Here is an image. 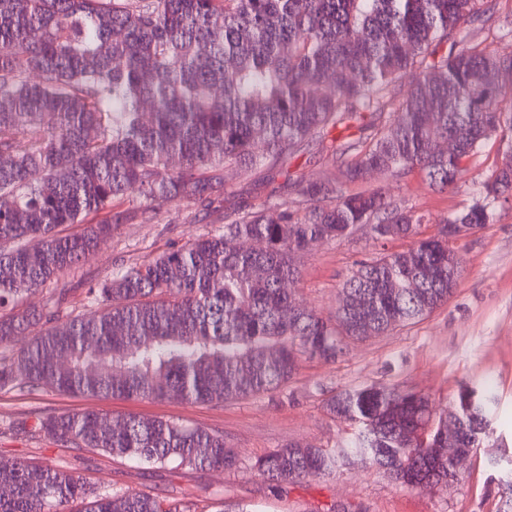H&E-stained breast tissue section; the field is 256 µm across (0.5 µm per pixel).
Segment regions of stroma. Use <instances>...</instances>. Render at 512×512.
I'll return each mask as SVG.
<instances>
[{"label": "stroma", "instance_id": "stroma-1", "mask_svg": "<svg viewBox=\"0 0 512 512\" xmlns=\"http://www.w3.org/2000/svg\"><path fill=\"white\" fill-rule=\"evenodd\" d=\"M472 25L498 55L512 57V0H479ZM505 146L489 140L473 156L457 190L436 192L419 172L398 177L374 174L368 187L381 189L396 203L425 217L422 235L436 232L449 214L478 199L484 182L500 165ZM335 167L331 138L312 141L288 165L258 167L229 178L211 204L168 201L155 207L151 224L118 225L80 266L29 294L24 304L42 308L55 290L67 289L63 314L87 311L88 288L115 277L130 265L222 232L227 215L244 203L272 199L301 209L297 178L315 181ZM464 269L448 303L414 324L348 341L336 362H303L288 387L246 400L197 404L177 398L130 400L77 397L38 390H0V461L25 460L76 470L100 491L132 489L172 503L192 502V512H222L244 502L252 512H322L341 502L356 512H497V487L489 480L491 457L512 455V203L497 207L492 223L452 244ZM372 242L360 230L342 241L312 246L297 261L293 284L297 299L322 316L336 309L337 293L356 261L370 256ZM390 384L429 396L438 408L450 405L460 384L486 385L499 397L494 435L503 448L489 446L471 456L453 488L407 490L383 471L353 459L328 478L308 479L271 491L255 475L257 458L290 441L333 452L352 427L327 414L326 399L343 389ZM94 410L110 418L128 414L174 419L223 434L238 456L230 470H151L136 462L89 448H69L37 425L48 414Z\"/></svg>", "mask_w": 512, "mask_h": 512}]
</instances>
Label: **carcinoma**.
<instances>
[{
	"label": "carcinoma",
	"mask_w": 512,
	"mask_h": 512,
	"mask_svg": "<svg viewBox=\"0 0 512 512\" xmlns=\"http://www.w3.org/2000/svg\"><path fill=\"white\" fill-rule=\"evenodd\" d=\"M476 0H0V308L18 304L78 265L112 225L155 218L118 201H202L226 171L286 163L338 128L335 170L299 181L288 203L244 204L224 232L136 263L88 290L96 309L61 315L60 301L0 319V343L31 321L46 325L13 361L0 389L126 399L228 402L284 387L304 359L334 362L345 340L415 323L445 305L463 269L448 238H419L423 215L378 189L349 186L379 172L419 170L438 191L458 188L465 161L493 137L505 161L484 195L443 221L481 227L512 199V58L473 41ZM454 33L450 50L438 47ZM419 73L396 103L391 86ZM454 143L438 151L440 143ZM106 214L98 224L91 215ZM82 224L64 235L61 227ZM373 225L378 251L342 283L323 317L288 288L312 243ZM369 316L354 309L361 297ZM367 386L327 399L353 426L340 449L401 487L448 488V411L428 397ZM459 447L492 434L498 401L487 387L453 395ZM58 441L151 468L233 469L224 436L170 419L95 411L49 415ZM336 459L292 442L258 459L271 489L333 473ZM498 512H512V462L498 464ZM0 512H191L133 490L101 492L62 467L0 462Z\"/></svg>",
	"instance_id": "obj_1"
}]
</instances>
